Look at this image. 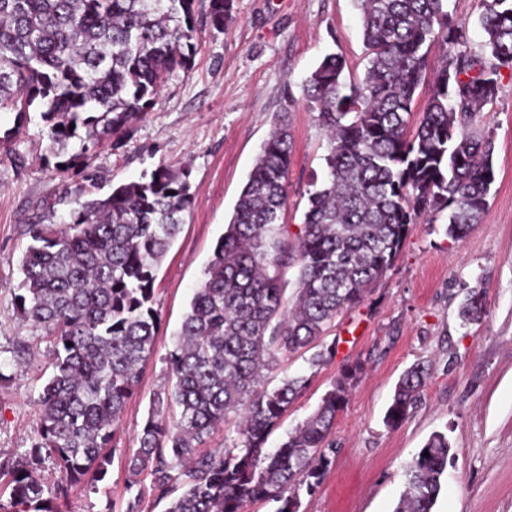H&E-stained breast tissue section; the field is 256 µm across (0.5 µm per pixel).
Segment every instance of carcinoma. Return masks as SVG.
<instances>
[{"label": "carcinoma", "instance_id": "1", "mask_svg": "<svg viewBox=\"0 0 512 512\" xmlns=\"http://www.w3.org/2000/svg\"><path fill=\"white\" fill-rule=\"evenodd\" d=\"M368 69L348 84L331 53L304 81L303 96L328 133L327 177L309 192L295 245L279 221L287 202L288 125L270 134L256 158L195 289L167 363L172 389L157 396L126 453L113 426L138 391L159 331L155 271L191 207L188 175L159 166L149 179L104 197L68 184L43 204L59 228L38 217L20 263L15 310L54 338L52 371L39 396L38 437L0 460L11 487L0 512H67L70 492L107 481L115 455L130 476L151 477L164 512H242L254 501L300 512L332 465L328 439L361 366L341 371L317 409L278 448L270 434L308 384L264 372L277 355L313 345L344 309L365 300L392 269L410 225L448 211L446 233L468 237L495 181L494 141L474 118L494 102L501 70L512 69V0H487L484 51L456 50L429 68L436 43L459 45L448 0H357ZM196 0H0V112L36 107L49 150L66 166L87 165L96 144L119 138L151 108L158 90L196 51ZM233 0H209L212 25L232 18ZM428 86L415 130L416 92ZM299 268L292 298L282 273ZM485 313L473 290L459 307L466 324ZM72 346H67V343ZM323 346L317 370L335 355ZM428 368L399 378L384 422L401 424L415 408ZM180 409L170 415V406ZM239 438L201 450L224 421ZM429 456H423V451ZM451 445L433 433L407 467L394 512H433ZM60 473L44 496L41 466Z\"/></svg>", "mask_w": 512, "mask_h": 512}]
</instances>
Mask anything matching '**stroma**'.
Listing matches in <instances>:
<instances>
[{"instance_id": "1", "label": "stroma", "mask_w": 512, "mask_h": 512, "mask_svg": "<svg viewBox=\"0 0 512 512\" xmlns=\"http://www.w3.org/2000/svg\"><path fill=\"white\" fill-rule=\"evenodd\" d=\"M485 0H448L463 33V50L481 53ZM208 5L197 7L196 53L160 90L145 116L118 144L91 152L102 193L141 179L161 165L189 171L194 203L156 272L154 308L160 331L138 394L127 403L117 433L127 449L157 394L172 380L167 356L203 278L217 240L264 141L287 123L292 138L281 223L296 236L313 181L326 177L329 141L303 97V83L323 57L342 55L345 75L364 77L361 16L356 0H234L231 21L214 27ZM494 140L495 181L488 207L464 240L445 232L447 213L422 217L391 271L366 300L341 312L322 340L335 356L311 372L308 351L280 355L268 386L287 376L309 383L267 441L278 447L318 406L344 367L362 372L330 435L334 461L302 512H393L405 489L406 468L429 436L447 433L451 459L433 512H512V71L503 70L493 105L478 114ZM39 113H0V457L22 453L37 435L43 383L54 342L44 329L20 320L14 299L26 224L62 185L82 182L81 167H60L48 150ZM482 289L481 322L462 325L457 309L467 291ZM29 345L15 362L18 339ZM422 362L428 379L413 412L386 426L385 412L403 371ZM144 512H163L151 479L129 486L121 459L98 490L74 489L69 512H125L131 491Z\"/></svg>"}]
</instances>
